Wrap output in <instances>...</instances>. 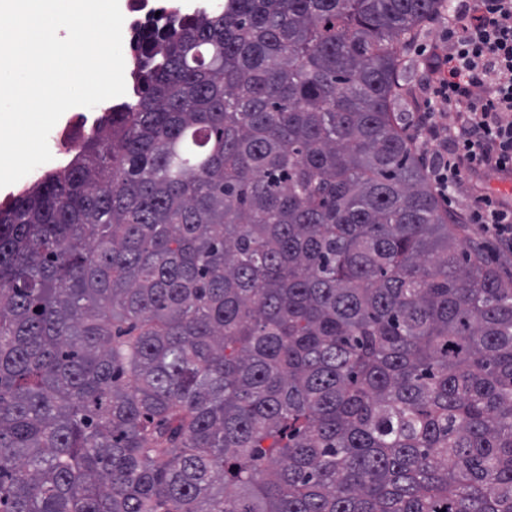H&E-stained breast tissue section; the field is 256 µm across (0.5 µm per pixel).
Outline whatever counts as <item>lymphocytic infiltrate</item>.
<instances>
[{
	"mask_svg": "<svg viewBox=\"0 0 512 512\" xmlns=\"http://www.w3.org/2000/svg\"><path fill=\"white\" fill-rule=\"evenodd\" d=\"M442 34L422 79L426 109L407 130L447 203L476 176L512 178V0H457ZM465 211L512 250V197L479 188Z\"/></svg>",
	"mask_w": 512,
	"mask_h": 512,
	"instance_id": "f902f5d3",
	"label": "lymphocytic infiltrate"
}]
</instances>
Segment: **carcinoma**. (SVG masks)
<instances>
[{
    "instance_id": "cac0c4a2",
    "label": "carcinoma",
    "mask_w": 512,
    "mask_h": 512,
    "mask_svg": "<svg viewBox=\"0 0 512 512\" xmlns=\"http://www.w3.org/2000/svg\"><path fill=\"white\" fill-rule=\"evenodd\" d=\"M446 0H224L0 207V512H512V281L405 133Z\"/></svg>"
}]
</instances>
